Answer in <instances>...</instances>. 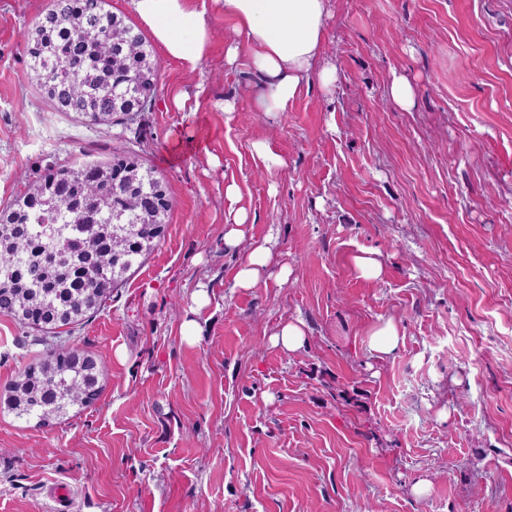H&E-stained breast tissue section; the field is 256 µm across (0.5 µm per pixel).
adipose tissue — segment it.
I'll use <instances>...</instances> for the list:
<instances>
[{
    "instance_id": "1",
    "label": "adipose tissue",
    "mask_w": 512,
    "mask_h": 512,
    "mask_svg": "<svg viewBox=\"0 0 512 512\" xmlns=\"http://www.w3.org/2000/svg\"><path fill=\"white\" fill-rule=\"evenodd\" d=\"M132 12L165 54L188 72L199 70L211 33L205 12L192 0H129ZM234 19L238 43L229 45L225 62L247 57L264 82L257 102L264 112H284L302 84L318 76L323 85L336 79L335 66L323 57L328 0H212Z\"/></svg>"
}]
</instances>
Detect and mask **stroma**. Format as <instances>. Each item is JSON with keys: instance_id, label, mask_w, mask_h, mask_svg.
Here are the masks:
<instances>
[{"instance_id": "35a3bbf8", "label": "stroma", "mask_w": 512, "mask_h": 512, "mask_svg": "<svg viewBox=\"0 0 512 512\" xmlns=\"http://www.w3.org/2000/svg\"><path fill=\"white\" fill-rule=\"evenodd\" d=\"M49 2L0 0V208L48 168L115 154L172 206L156 249L71 335L106 369L98 400L43 428L0 412V512H512V0H329L337 80L311 77L273 113L261 75L225 65L235 22L211 11L201 69L154 48L150 109L108 126L35 89L21 34ZM396 75L410 109L389 97ZM240 210L247 245L228 251ZM267 240L287 281L237 287ZM364 253L378 277L358 276ZM387 318L404 342L381 360L367 333ZM297 319L304 348L273 346ZM36 336L0 314V388Z\"/></svg>"}]
</instances>
